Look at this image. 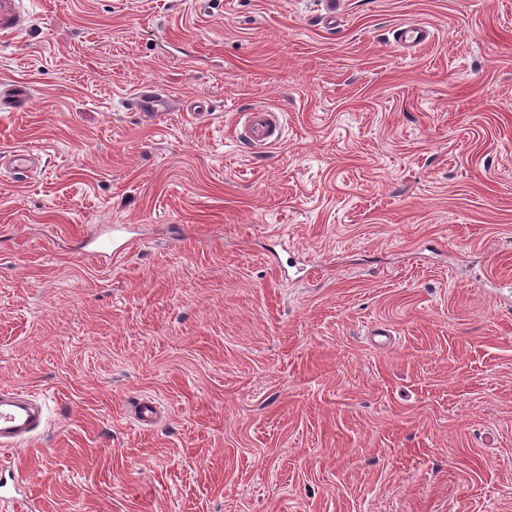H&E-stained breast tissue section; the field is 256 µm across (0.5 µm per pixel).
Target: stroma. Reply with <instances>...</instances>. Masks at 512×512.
Instances as JSON below:
<instances>
[{"label":"stroma","mask_w":512,"mask_h":512,"mask_svg":"<svg viewBox=\"0 0 512 512\" xmlns=\"http://www.w3.org/2000/svg\"><path fill=\"white\" fill-rule=\"evenodd\" d=\"M28 8L0 150L43 170L0 176V389L45 427L0 453V512H512V0ZM144 82L207 120H141ZM111 224L129 249L84 255ZM432 36L431 29L420 23H408L393 31L394 43L403 53L425 44ZM31 89L22 81L0 83V108L22 109L30 98ZM237 132L239 142L254 152H266L283 138L282 113L266 107H258L241 114ZM42 170L41 152L34 148L17 147L0 151V173L5 171L20 181L33 179Z\"/></svg>","instance_id":"obj_1"}]
</instances>
